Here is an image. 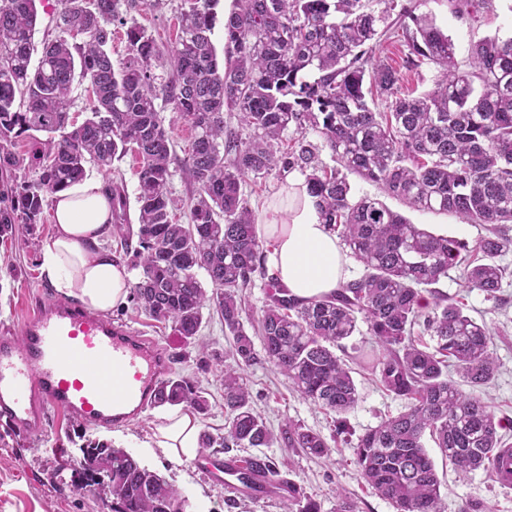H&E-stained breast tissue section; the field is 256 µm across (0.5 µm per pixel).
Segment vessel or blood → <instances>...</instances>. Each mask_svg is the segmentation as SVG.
<instances>
[{
	"label": "vessel or blood",
	"mask_w": 512,
	"mask_h": 512,
	"mask_svg": "<svg viewBox=\"0 0 512 512\" xmlns=\"http://www.w3.org/2000/svg\"><path fill=\"white\" fill-rule=\"evenodd\" d=\"M166 377L162 353L138 330L63 300L42 301L20 331L0 330V416L32 434L52 410L99 427L133 421L154 406ZM218 471L240 496L288 493L267 478L245 485L234 461Z\"/></svg>",
	"instance_id": "vessel-or-blood-1"
}]
</instances>
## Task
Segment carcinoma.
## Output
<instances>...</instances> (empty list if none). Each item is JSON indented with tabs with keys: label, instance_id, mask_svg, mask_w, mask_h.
<instances>
[{
	"label": "carcinoma",
	"instance_id": "cac0c4a2",
	"mask_svg": "<svg viewBox=\"0 0 512 512\" xmlns=\"http://www.w3.org/2000/svg\"><path fill=\"white\" fill-rule=\"evenodd\" d=\"M57 2L58 35L38 48L36 0H0V169L36 173L0 201V236L39 223L46 197L83 179L86 165L110 173L133 152L140 159L136 230L126 224L123 183L107 187L116 234L126 247L137 237L133 267L141 278L133 300L190 344L198 341L205 309L220 316L233 339L226 358L234 364L219 367L227 423L223 434L203 435V447L228 452L274 444L242 377L257 360L255 335L264 359L302 398L338 415L354 409L353 369L336 351L363 323L375 346L360 351V363L384 391L406 400L403 412L368 429L354 447L365 483L395 512H445L423 442L428 434L459 475L482 468L512 486V455H498L512 446V419L498 415L482 393L497 370L495 334L437 288L459 268L468 290L495 299L508 274L496 258L512 249L503 234L512 224V37L472 44L471 70L462 71L454 42L433 18L402 7L400 15L411 21L402 27L406 64L428 60L441 72L432 90L414 96L399 92V68L369 55L381 18L365 0H235L224 17L221 74L211 40L219 0H182L180 35L165 50L128 26V58L118 68L109 50L112 27L127 26L124 14L140 6L162 9L164 0ZM157 62L168 67L160 83ZM76 83L92 88L89 114L78 125L70 116ZM379 99L387 111H375ZM167 106L195 130L187 172L196 193L187 224L171 216ZM226 114L250 137L233 130ZM290 129L295 137L282 151ZM308 129L321 135L341 168L319 160ZM20 137L35 145L26 158L8 150ZM273 170L305 177L323 223L364 265L361 277L302 300L268 274L241 179ZM350 174L414 210L449 213L491 232L472 255L465 243L411 223L377 198L355 197ZM201 270L209 291L198 279ZM257 275L268 280L269 292L252 336L242 291ZM182 404L208 409L199 386L182 376L168 379L160 405ZM288 446L316 457L331 450L323 434L301 425L288 428ZM84 453L85 480L72 492L84 496L101 486L112 512H185L186 500L172 485L124 449L94 441ZM256 473L286 481L267 456L245 458L244 480Z\"/></svg>",
	"mask_w": 512,
	"mask_h": 512
}]
</instances>
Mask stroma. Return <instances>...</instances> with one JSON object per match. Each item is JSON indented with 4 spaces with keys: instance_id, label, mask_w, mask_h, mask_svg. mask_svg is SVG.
<instances>
[{
    "instance_id": "35a3bbf8",
    "label": "stroma",
    "mask_w": 512,
    "mask_h": 512,
    "mask_svg": "<svg viewBox=\"0 0 512 512\" xmlns=\"http://www.w3.org/2000/svg\"><path fill=\"white\" fill-rule=\"evenodd\" d=\"M180 0H166L163 10L139 8L131 18L148 33L174 42L179 30ZM419 12L432 17L438 27L452 38L461 69H469V49L487 36H512V0H491L480 8L476 18L456 14L449 0H421ZM164 127L172 144V177L169 194L176 202L179 223L189 221L188 202L195 187L186 175V163L193 138L189 124L172 111H164ZM287 179L270 172L256 179L244 177L241 191L248 199L257 220H264L269 205L284 196ZM384 198V197H383ZM385 204L404 214L411 223L423 225L434 233L475 243L485 233L483 225L465 224L454 215L418 212L406 208L397 198L385 197ZM52 206H45L39 224L19 226L10 236L0 237V328L20 329L25 318L44 298L55 297L56 291L40 271V247L54 233ZM500 264L509 273L502 282L497 299L467 291L459 270L449 271L439 288L465 303L468 313L485 320L497 333V371L484 390L498 415L512 418V251L503 254ZM110 319L139 329L169 357L171 372L190 379L207 394L209 410L200 415L203 432H223L225 423L224 389L214 369L200 365L197 347L186 343L171 323L149 317L134 302H127L113 311ZM359 401L347 414L348 430L335 431V416L301 398L265 360H257L244 370L250 404L264 418L279 441L267 449L281 472L296 483L303 495L314 499L319 512H334L337 493H346L354 502L356 512H395L393 506L376 494L362 479L354 464L353 447L360 435L389 416L400 413L403 399L388 394L375 382L369 371L355 368ZM162 407H151L138 419L118 423L109 428H92L74 421L61 411H50L41 434L33 436L17 431L0 420V512H108L99 497H79L70 485L78 477L76 467L60 469L62 454L78 455L88 441H104L127 450L142 466L163 475L188 501L187 512H283L282 501L249 499L225 489L222 481L208 472L209 457L219 456V449L198 448L195 458L183 464L169 461L161 453L147 454L144 443L153 435L154 424ZM299 424L333 438L329 456L316 458L302 449L288 447L283 439L289 426ZM441 481L445 512H458L467 503L487 508L488 512H512V486L495 481L483 470L458 476L439 448L428 445Z\"/></svg>"
}]
</instances>
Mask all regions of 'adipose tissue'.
Returning <instances> with one entry per match:
<instances>
[{
	"instance_id": "ef3b65f1",
	"label": "adipose tissue",
	"mask_w": 512,
	"mask_h": 512,
	"mask_svg": "<svg viewBox=\"0 0 512 512\" xmlns=\"http://www.w3.org/2000/svg\"><path fill=\"white\" fill-rule=\"evenodd\" d=\"M288 203L269 207L262 233L270 244L267 264L279 282L301 299L332 293L347 278V259L336 234L323 224L303 178L292 177ZM55 231L41 248V271L58 294L109 313L125 303L133 277L103 246L111 236L112 199L101 181L83 180L53 197ZM200 424L188 407L156 423L153 444L176 463L196 455Z\"/></svg>"
}]
</instances>
